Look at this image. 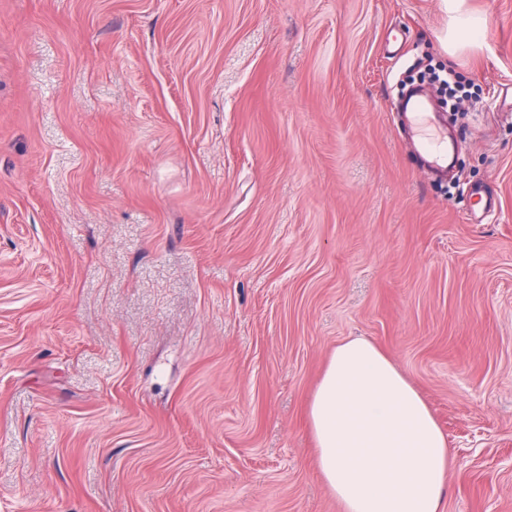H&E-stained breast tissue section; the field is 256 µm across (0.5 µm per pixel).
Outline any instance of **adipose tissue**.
<instances>
[{
  "mask_svg": "<svg viewBox=\"0 0 512 512\" xmlns=\"http://www.w3.org/2000/svg\"><path fill=\"white\" fill-rule=\"evenodd\" d=\"M448 51L474 45L483 19L443 0ZM316 460L343 512H444L448 438L417 388L373 342L337 345L307 402Z\"/></svg>",
  "mask_w": 512,
  "mask_h": 512,
  "instance_id": "obj_1",
  "label": "adipose tissue"
}]
</instances>
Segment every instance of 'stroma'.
Segmentation results:
<instances>
[{
    "label": "stroma",
    "instance_id": "stroma-1",
    "mask_svg": "<svg viewBox=\"0 0 512 512\" xmlns=\"http://www.w3.org/2000/svg\"><path fill=\"white\" fill-rule=\"evenodd\" d=\"M469 6L452 56L442 0H0V512H341L304 408L358 336L444 512H512V0ZM422 56L473 99L444 178ZM468 0H443L448 9V53L457 51L479 42L484 34L483 19L467 7Z\"/></svg>",
    "mask_w": 512,
    "mask_h": 512
}]
</instances>
